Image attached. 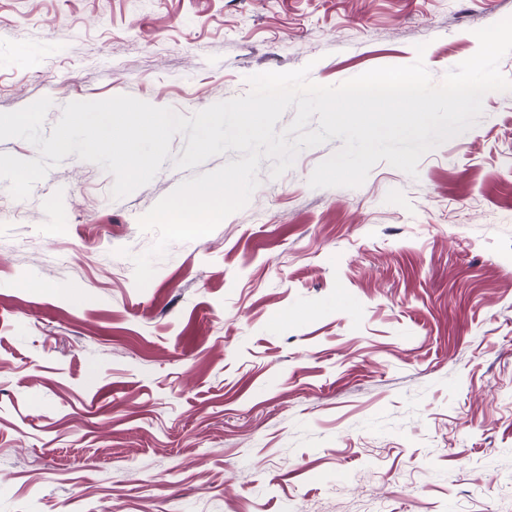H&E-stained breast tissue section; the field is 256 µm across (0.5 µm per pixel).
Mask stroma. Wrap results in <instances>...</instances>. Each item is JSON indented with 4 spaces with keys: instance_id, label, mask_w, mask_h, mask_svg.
<instances>
[{
    "instance_id": "stroma-1",
    "label": "stroma",
    "mask_w": 512,
    "mask_h": 512,
    "mask_svg": "<svg viewBox=\"0 0 512 512\" xmlns=\"http://www.w3.org/2000/svg\"><path fill=\"white\" fill-rule=\"evenodd\" d=\"M512 0H0V112L129 95L184 116L248 76L335 86L423 58L434 85ZM424 53H417L418 44ZM300 151L145 288L140 218L70 154L0 180V512H512V90L416 175L314 188Z\"/></svg>"
}]
</instances>
